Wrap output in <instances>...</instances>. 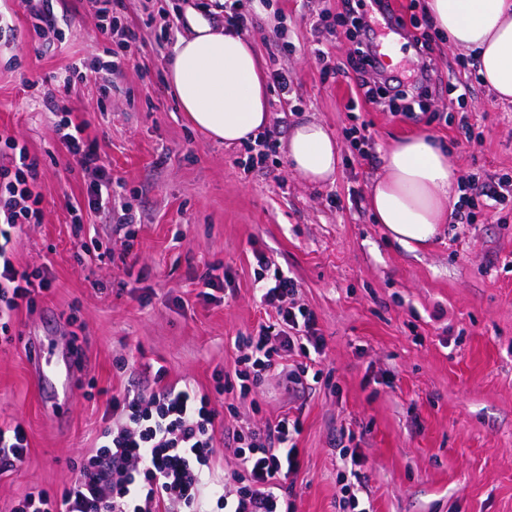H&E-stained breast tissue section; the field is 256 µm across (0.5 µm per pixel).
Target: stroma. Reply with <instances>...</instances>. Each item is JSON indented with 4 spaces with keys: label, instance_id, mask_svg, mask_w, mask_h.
<instances>
[{
    "label": "stroma",
    "instance_id": "35a3bbf8",
    "mask_svg": "<svg viewBox=\"0 0 512 512\" xmlns=\"http://www.w3.org/2000/svg\"><path fill=\"white\" fill-rule=\"evenodd\" d=\"M266 2L260 12L256 0H239L264 73L286 68L293 79L286 102L269 91L267 130L281 144L294 124L321 121L340 148L334 182L309 185L283 151L258 164L261 143L227 146L195 128L168 84L170 45H146L109 99L94 78H76L56 88V112L40 106L42 81L76 60H106L120 49L123 28H161L160 0H125L121 29L108 39L97 29L101 0H53L52 26L36 25L21 0H0L14 21L0 32V133L37 159L43 193L39 219L22 226L12 261L41 270L47 282L14 313L11 341H0V427L22 425L28 440L23 460L0 474V512L29 494L61 495L112 422L108 393L160 368L167 381L209 395L220 410L218 434L284 416L299 421L300 468L288 478L296 512H349L337 478L343 447L374 512H512V267L504 265L512 199L477 223L449 220L416 250L376 224L367 201L384 153L417 134L445 145L458 175L512 176V103L495 100L471 57L436 33L440 79L429 107L468 112L470 133L370 106L348 109L355 44L342 34L318 42L313 29L335 27L339 0ZM451 73L468 83L465 103L446 89ZM58 112L86 122L114 194L131 210L134 238L89 208L95 175L62 144ZM361 125L372 143L367 159L347 135ZM261 256L295 278L296 303L314 314L324 344L315 361L295 351L283 363H307L320 379L295 395L269 376L228 413L220 389L244 353L237 339L275 316L259 301ZM213 266L224 270L221 302L202 294ZM31 337L74 354L71 398L56 392L57 363L41 377L32 371Z\"/></svg>",
    "mask_w": 512,
    "mask_h": 512
}]
</instances>
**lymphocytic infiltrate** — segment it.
I'll list each match as a JSON object with an SVG mask.
<instances>
[{
	"label": "lymphocytic infiltrate",
	"mask_w": 512,
	"mask_h": 512,
	"mask_svg": "<svg viewBox=\"0 0 512 512\" xmlns=\"http://www.w3.org/2000/svg\"><path fill=\"white\" fill-rule=\"evenodd\" d=\"M413 27L416 74L411 83L394 86L389 95L382 91L388 81L385 72L369 64L372 41L357 43L348 59L356 86L349 108L362 103L391 108L399 102L404 116L412 119L416 108L425 107L424 90L434 83L436 71L427 33L422 32L421 22H414ZM178 31L174 21L153 36L128 30L121 52L112 53L105 75L98 78L103 97L111 96L115 77L123 74L140 46L150 41L159 46L171 44ZM56 128L68 152L97 176L88 189L89 207L111 213L118 228L130 226L129 209L113 195L112 179L96 144L85 139L84 124L66 115ZM459 190L455 214L461 223L472 224L478 212L501 204L512 194V177L479 182L468 176L461 180ZM41 201L36 161L15 138L0 134V321L32 300L33 274L16 268L11 252L17 230L38 217ZM272 273L261 300L274 309L276 321L260 326L256 335L243 337L248 352L239 360L236 383H225V393L250 394L276 371L279 352L295 351L298 330L310 335L316 332L313 313L294 303L296 280L278 270ZM155 378L151 389L127 388L108 399L112 425L102 431L96 450L84 460L61 498L29 495L18 512H295L285 481L300 467L299 450L289 444L299 431L297 421L284 416L246 433L233 432L237 468L231 479L236 489L227 493L216 489L212 480L221 440L209 397L188 385L164 383L163 372H156Z\"/></svg>",
	"instance_id": "1"
}]
</instances>
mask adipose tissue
I'll list each match as a JSON object with an SVG mask.
<instances>
[{"label": "adipose tissue", "mask_w": 512, "mask_h": 512, "mask_svg": "<svg viewBox=\"0 0 512 512\" xmlns=\"http://www.w3.org/2000/svg\"><path fill=\"white\" fill-rule=\"evenodd\" d=\"M434 27L465 49L482 85L512 103V0H425ZM188 37L178 43L168 80L191 123L232 145L255 138L269 122L267 89L254 44L213 26L199 12L185 15ZM291 167L309 184L334 181L339 147L317 120L295 124L285 142ZM458 174L447 153L427 135L399 141L383 159L368 202L377 223L408 249L428 244L447 223L457 200Z\"/></svg>", "instance_id": "adipose-tissue-1"}]
</instances>
